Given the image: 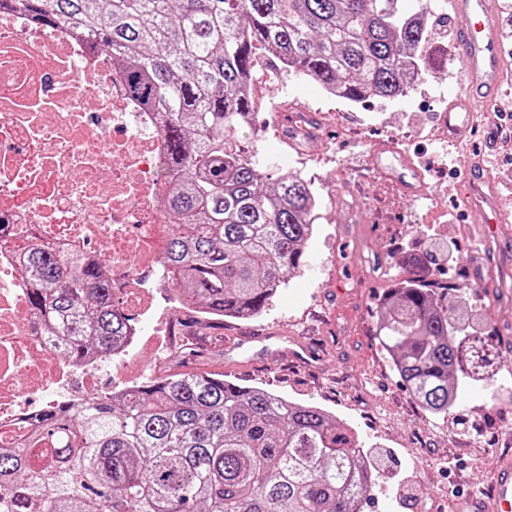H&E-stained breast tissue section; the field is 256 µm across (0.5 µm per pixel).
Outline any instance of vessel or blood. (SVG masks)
<instances>
[{
    "instance_id": "vessel-or-blood-1",
    "label": "vessel or blood",
    "mask_w": 512,
    "mask_h": 512,
    "mask_svg": "<svg viewBox=\"0 0 512 512\" xmlns=\"http://www.w3.org/2000/svg\"><path fill=\"white\" fill-rule=\"evenodd\" d=\"M454 45L465 74V90L448 104L438 118V134L449 145H459V134L472 127L478 115L488 110L501 92L512 67L503 51L500 18L494 0H450ZM385 161L379 175L397 192L420 197L425 191L421 171L403 151L390 152L387 145L376 146ZM466 191L463 206L485 237H494L508 217L495 178L487 170L482 156L467 157L463 169ZM455 512H512V454H503L492 473L487 489L461 498Z\"/></svg>"
}]
</instances>
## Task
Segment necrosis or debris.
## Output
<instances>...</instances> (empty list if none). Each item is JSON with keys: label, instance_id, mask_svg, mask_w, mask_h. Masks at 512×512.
Instances as JSON below:
<instances>
[{"label": "necrosis or debris", "instance_id": "obj_1", "mask_svg": "<svg viewBox=\"0 0 512 512\" xmlns=\"http://www.w3.org/2000/svg\"><path fill=\"white\" fill-rule=\"evenodd\" d=\"M164 168L160 117L131 98L111 60L70 27L0 11V434L48 408L119 395L98 380L127 366L130 343L71 363L41 334L16 256L37 240L91 256L124 309L147 310V277L167 281Z\"/></svg>", "mask_w": 512, "mask_h": 512}]
</instances>
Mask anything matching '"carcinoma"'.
<instances>
[{"mask_svg": "<svg viewBox=\"0 0 512 512\" xmlns=\"http://www.w3.org/2000/svg\"><path fill=\"white\" fill-rule=\"evenodd\" d=\"M0 0L32 23H66L122 69L162 117L164 206L179 224L165 252L177 295L211 318L254 319L316 233L319 199L295 173L262 180L235 146L263 51L274 66L361 103L405 97L440 74L428 17L437 0ZM429 253H406L386 289L380 346L413 401L448 416L465 383H489L497 347L450 316ZM28 303L75 362L134 331L112 278L89 256L32 243L17 257ZM336 417L222 375L157 377L119 404L46 410L0 445V512H363L378 477Z\"/></svg>", "mask_w": 512, "mask_h": 512, "instance_id": "carcinoma-1", "label": "carcinoma"}]
</instances>
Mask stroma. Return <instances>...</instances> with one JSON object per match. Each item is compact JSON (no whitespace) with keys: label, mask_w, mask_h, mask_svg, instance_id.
Listing matches in <instances>:
<instances>
[{"label":"stroma","mask_w":512,"mask_h":512,"mask_svg":"<svg viewBox=\"0 0 512 512\" xmlns=\"http://www.w3.org/2000/svg\"><path fill=\"white\" fill-rule=\"evenodd\" d=\"M451 29L446 21L432 33L448 50L446 74L419 81L405 98L351 105L325 96L312 80L270 75L243 146L262 176L290 171L313 182L322 219L307 265L252 321L184 320L168 309L167 330L143 325L128 368L136 384L214 373L332 412L378 462L364 512H454L456 500L484 488L499 456L512 451V227L497 242L482 240L463 211L464 157L437 138V117L464 83ZM282 99L306 108L313 140L266 136L267 107ZM378 142L412 156L427 197L403 196L383 182ZM429 246L441 254L449 311L479 318L502 354L492 385L468 387L444 421L410 398L375 336L387 272L404 251ZM162 343L171 355L160 360L154 352ZM188 345L194 354H185ZM305 346L310 356H301ZM472 422L482 434L468 440ZM399 477L411 507L400 504Z\"/></svg>","instance_id":"obj_1"}]
</instances>
